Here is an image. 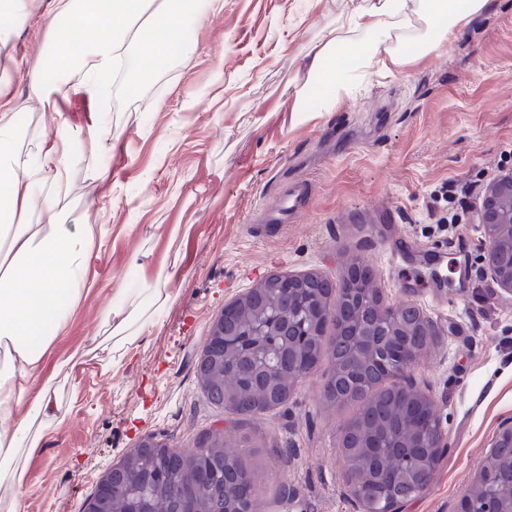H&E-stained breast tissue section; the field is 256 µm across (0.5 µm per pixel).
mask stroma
<instances>
[{
	"label": "stroma",
	"mask_w": 512,
	"mask_h": 512,
	"mask_svg": "<svg viewBox=\"0 0 512 512\" xmlns=\"http://www.w3.org/2000/svg\"><path fill=\"white\" fill-rule=\"evenodd\" d=\"M361 0H208L188 42L143 82L112 89V149L70 170L64 200L75 222L102 224L92 287L53 344L89 345L119 284L172 273L159 322L129 359L102 352L62 391L63 425L27 462L23 512H83L102 477L144 438L191 450L208 431L256 432L249 449L262 512H358L341 458L356 405L327 406L323 370L288 403L240 422L211 405L196 362L225 303L273 273L340 281L353 258L369 266L386 304H416L435 338L408 375L433 399L448 446L433 481L402 512H448L472 484L500 423L512 418V295L482 275L479 194L432 201L449 181L484 185L512 168V0L475 20L446 48L319 111L295 109L297 58ZM63 81L43 101L17 75L16 119L35 149L59 127L89 130L97 107ZM314 184L287 230L260 213L286 182ZM456 212L459 221L439 219ZM294 495L280 506L274 493Z\"/></svg>",
	"instance_id": "obj_1"
}]
</instances>
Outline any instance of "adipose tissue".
Segmentation results:
<instances>
[{
    "mask_svg": "<svg viewBox=\"0 0 512 512\" xmlns=\"http://www.w3.org/2000/svg\"><path fill=\"white\" fill-rule=\"evenodd\" d=\"M494 0H363L347 19V34L328 32L301 57L309 81L330 90L321 106L353 96L372 76L407 67L404 43L419 54L437 52ZM198 0H50L45 52L29 64L0 69V512H22L29 458L45 446L48 429L65 413L60 391L86 356L77 350L53 358L51 344L64 330L84 292L99 224L69 222L61 200L71 165L85 161L79 129H60L27 150L8 87L26 72L41 98L65 94L61 78L74 72L89 98L105 102L114 72L128 50L141 67L164 63L179 43ZM41 221H30L32 213ZM161 286L117 288L102 311L95 348L127 357L164 312Z\"/></svg>",
    "mask_w": 512,
    "mask_h": 512,
    "instance_id": "1",
    "label": "adipose tissue"
}]
</instances>
